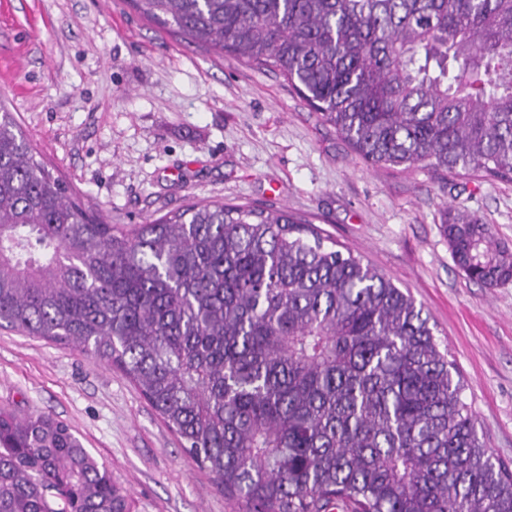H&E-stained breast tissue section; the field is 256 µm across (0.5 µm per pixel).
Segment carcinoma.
I'll list each match as a JSON object with an SVG mask.
<instances>
[{"mask_svg": "<svg viewBox=\"0 0 512 512\" xmlns=\"http://www.w3.org/2000/svg\"><path fill=\"white\" fill-rule=\"evenodd\" d=\"M279 72L374 167L512 180V0H133ZM466 277L512 278L445 213ZM120 370L242 512H512V466L409 292L285 210L106 224L0 114V326ZM0 512H131L65 423L0 407Z\"/></svg>", "mask_w": 512, "mask_h": 512, "instance_id": "obj_1", "label": "carcinoma"}]
</instances>
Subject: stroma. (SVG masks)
<instances>
[{"instance_id":"obj_1","label":"stroma","mask_w":512,"mask_h":512,"mask_svg":"<svg viewBox=\"0 0 512 512\" xmlns=\"http://www.w3.org/2000/svg\"><path fill=\"white\" fill-rule=\"evenodd\" d=\"M0 100L69 195L109 224L198 200L312 222L421 304L495 458L512 463V282L455 265L462 211L512 245V181L375 168L278 72L191 42L131 0H0ZM0 406L68 424L132 512H237L118 370L0 327Z\"/></svg>"}]
</instances>
